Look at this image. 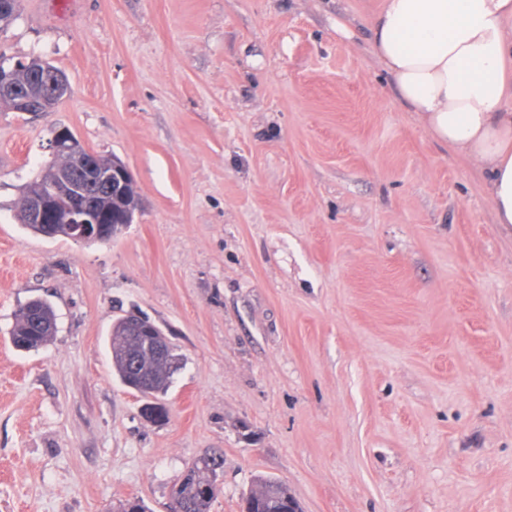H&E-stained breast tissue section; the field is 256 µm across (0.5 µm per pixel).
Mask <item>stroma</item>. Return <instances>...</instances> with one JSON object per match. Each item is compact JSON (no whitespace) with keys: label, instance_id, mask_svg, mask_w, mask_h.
<instances>
[{"label":"stroma","instance_id":"stroma-1","mask_svg":"<svg viewBox=\"0 0 512 512\" xmlns=\"http://www.w3.org/2000/svg\"><path fill=\"white\" fill-rule=\"evenodd\" d=\"M380 2L22 0L0 56L71 96L0 107V512H167L206 455L211 512L260 476L303 512H512V235L375 59ZM53 123L132 171L113 241L20 223ZM132 309L182 362L163 421L112 372ZM27 60L45 62L32 73L31 83L23 87L1 78L0 70V95L14 100L16 112H57L70 98L68 81L41 56L32 55ZM34 300L32 309L31 302ZM51 324L56 326L51 305L40 298L30 300L15 314V321L10 331L11 342L19 350H38L52 340L53 336L48 334Z\"/></svg>","mask_w":512,"mask_h":512}]
</instances>
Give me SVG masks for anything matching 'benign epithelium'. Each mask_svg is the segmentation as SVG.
Masks as SVG:
<instances>
[{
  "label": "benign epithelium",
  "instance_id": "obj_1",
  "mask_svg": "<svg viewBox=\"0 0 512 512\" xmlns=\"http://www.w3.org/2000/svg\"><path fill=\"white\" fill-rule=\"evenodd\" d=\"M71 90L64 75L47 63L35 70L31 83L23 87L0 77V95L14 100L18 112H56L70 98ZM54 156L66 155L71 160L69 171L40 195L26 203V216L31 224L43 226L64 224L73 241L83 244L110 240L104 231L112 213L100 208V200L92 197L93 187L114 198L122 196L133 180L130 169L115 161L101 165L96 155L65 127H59L48 143Z\"/></svg>",
  "mask_w": 512,
  "mask_h": 512
}]
</instances>
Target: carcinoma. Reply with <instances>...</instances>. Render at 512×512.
<instances>
[{
  "mask_svg": "<svg viewBox=\"0 0 512 512\" xmlns=\"http://www.w3.org/2000/svg\"><path fill=\"white\" fill-rule=\"evenodd\" d=\"M57 173L56 164H50L40 177L24 187L22 195L45 191ZM54 323L56 318L51 305L37 298L34 304L24 305L15 314L10 331L11 342L19 350H38L52 340L48 330ZM154 330L155 327L150 325L143 328L139 335L132 336L124 329L115 328L110 334L113 371L124 385L142 387L145 398H155L165 393L180 363L176 354L163 362L148 355L147 347L155 341ZM223 465L221 458L204 456L186 469L170 497V500L178 503L180 512H210L219 493L217 477ZM289 497L288 488L281 482L259 478L243 500L248 503L250 512H288Z\"/></svg>",
  "mask_w": 512,
  "mask_h": 512,
  "instance_id": "cac0c4a2",
  "label": "carcinoma"
}]
</instances>
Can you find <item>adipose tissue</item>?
<instances>
[{
    "instance_id": "1",
    "label": "adipose tissue",
    "mask_w": 512,
    "mask_h": 512,
    "mask_svg": "<svg viewBox=\"0 0 512 512\" xmlns=\"http://www.w3.org/2000/svg\"><path fill=\"white\" fill-rule=\"evenodd\" d=\"M368 27L400 101L512 232V0H383Z\"/></svg>"
}]
</instances>
